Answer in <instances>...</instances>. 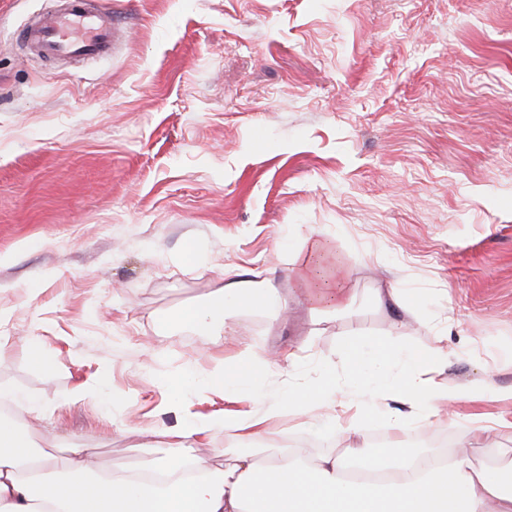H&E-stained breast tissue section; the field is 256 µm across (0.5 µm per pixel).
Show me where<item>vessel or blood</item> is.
I'll list each match as a JSON object with an SVG mask.
<instances>
[{
	"mask_svg": "<svg viewBox=\"0 0 512 512\" xmlns=\"http://www.w3.org/2000/svg\"><path fill=\"white\" fill-rule=\"evenodd\" d=\"M120 32L114 16L89 0H55L19 37L45 56L93 60L111 52Z\"/></svg>",
	"mask_w": 512,
	"mask_h": 512,
	"instance_id": "vessel-or-blood-1",
	"label": "vessel or blood"
}]
</instances>
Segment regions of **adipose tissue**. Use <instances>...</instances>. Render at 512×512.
<instances>
[{
  "mask_svg": "<svg viewBox=\"0 0 512 512\" xmlns=\"http://www.w3.org/2000/svg\"><path fill=\"white\" fill-rule=\"evenodd\" d=\"M312 247L327 260L329 277L317 283L299 274L301 293L314 306L343 310L347 300L338 284L345 267L331 240L313 239ZM242 308L277 314L287 310L288 301L271 280L236 276L208 302L184 308L179 320L201 336L213 335L220 322L231 336L236 332L232 312ZM345 351L350 361L345 383L294 387L286 401L231 420L214 414L158 430V443L141 445L142 463L133 472L91 473L88 451L80 447L71 448L61 464L36 453L23 420L47 415V407L38 395L0 386V404L12 407L0 416V512H512L511 459L476 466L464 457L399 453L387 464L372 456L361 436L362 418L397 396L410 400L422 419L450 415L462 391L436 385L421 373L423 364L447 362L445 347L425 358L397 346L375 350L356 341ZM270 367L269 359L254 355L243 371H228L220 360L206 369H188L171 378V403L181 404L188 383L252 393ZM343 405L353 406L354 414L329 420L348 443L341 454L309 462L287 450L264 460L245 450L261 439L282 407L314 419ZM215 430L237 442L225 449L228 464L222 469L188 453L192 443Z\"/></svg>",
  "mask_w": 512,
  "mask_h": 512,
  "instance_id": "adipose-tissue-1",
  "label": "adipose tissue"
}]
</instances>
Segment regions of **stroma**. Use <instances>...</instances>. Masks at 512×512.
Listing matches in <instances>:
<instances>
[{
	"instance_id": "35a3bbf8",
	"label": "stroma",
	"mask_w": 512,
	"mask_h": 512,
	"mask_svg": "<svg viewBox=\"0 0 512 512\" xmlns=\"http://www.w3.org/2000/svg\"><path fill=\"white\" fill-rule=\"evenodd\" d=\"M50 2L0 0V384L62 404L28 423L41 447L135 467L120 424L148 441L197 413L251 411L323 368L343 376L349 340L426 356L443 332L448 362L428 377L512 389V0H99L123 38L88 64L18 39ZM314 237L346 270L336 314L293 295ZM242 270L274 278L285 317L237 310L233 336L179 323ZM392 287L405 308L379 302ZM27 336L53 369L30 365ZM248 349L299 362L252 396L192 393L166 412L169 375L241 367ZM81 382L99 401L67 404ZM391 407L399 449L443 438L478 465L506 440L473 442L476 419L512 422V398L460 401L453 426ZM284 440L308 460L346 445L291 410L265 445Z\"/></svg>"
}]
</instances>
